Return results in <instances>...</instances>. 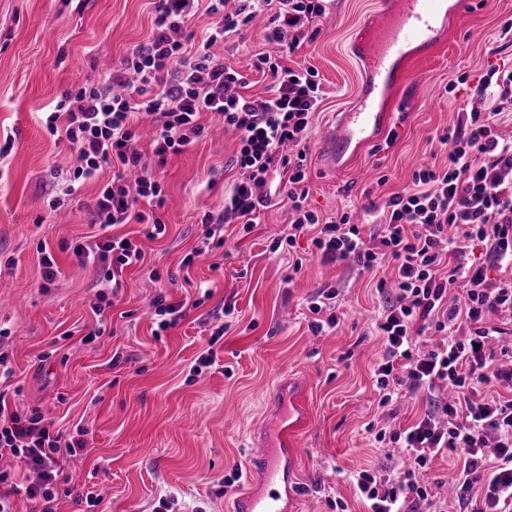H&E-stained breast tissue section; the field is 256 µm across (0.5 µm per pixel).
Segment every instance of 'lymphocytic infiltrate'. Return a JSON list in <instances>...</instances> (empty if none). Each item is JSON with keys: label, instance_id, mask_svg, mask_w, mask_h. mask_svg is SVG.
Returning a JSON list of instances; mask_svg holds the SVG:
<instances>
[{"label": "lymphocytic infiltrate", "instance_id": "1", "mask_svg": "<svg viewBox=\"0 0 512 512\" xmlns=\"http://www.w3.org/2000/svg\"><path fill=\"white\" fill-rule=\"evenodd\" d=\"M198 2L155 0L149 38L92 87L64 93L45 120L50 133L64 131L77 150L67 194L103 168L112 170L94 209L98 233L72 249L98 285L91 310L99 321L85 342L104 335L101 316L121 290L124 271L145 259L141 244L113 235L114 226L140 224L149 240L165 233L158 170L204 134L202 116L220 118L239 136L235 163L242 178L225 197L222 216L203 220L200 241L183 265L212 251L225 220L252 227L260 207L283 196L291 221L282 244L295 247L308 234L325 263L366 272L390 267L392 284L380 290L376 323L380 402L422 393L427 406L407 428L376 432V441L403 443L408 460L357 472L356 492L369 512H431L437 502L427 472L436 456L455 452L461 459L455 512H512V345L494 349L501 330L490 320L512 314V277L488 275L492 267L512 269V138L499 135L495 112L471 111L438 137L448 148L447 163L414 173L412 187L391 197L379 233L364 235L346 213L320 219L306 205L308 142L324 96L318 72L258 54L254 67L270 84L267 97L254 100L243 93L245 75L211 49L261 13L268 18L266 41L295 50L325 13V0H207L216 21L192 51L184 33ZM143 122L151 134L145 150L138 133ZM288 145L295 155L284 154ZM468 242L485 247V263L468 262ZM85 446L84 439L52 430L39 408L19 410L1 393L0 456L24 462L37 479L28 484L1 472L0 512H13L10 498L21 492L39 501L40 512H56L60 459Z\"/></svg>", "mask_w": 512, "mask_h": 512}]
</instances>
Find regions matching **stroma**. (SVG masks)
Masks as SVG:
<instances>
[{"mask_svg": "<svg viewBox=\"0 0 512 512\" xmlns=\"http://www.w3.org/2000/svg\"><path fill=\"white\" fill-rule=\"evenodd\" d=\"M374 0H331L296 49L295 60L316 69L325 92L316 112L308 155L309 207L333 216L350 207L365 233L379 229L392 194L407 188L422 165L444 164L448 149L438 136L476 107L474 90L486 71L512 69V42L500 30L512 19V0H476L452 19L442 43L416 57L395 100L409 116H395L364 148L328 164L316 149L337 113L359 103L360 78L347 53L354 30L371 20ZM154 0H0V143L11 140L0 160V326L11 329L14 375L0 383L19 408L39 407L68 435L86 429L87 447L67 459L65 491L57 512H153L168 499V512H229L245 490L257 487L245 458L255 433H271L267 409L275 384L298 378L305 389L307 423L288 470L296 512H367L348 473L384 461L370 439L373 421L393 417L412 424L424 397L379 407L372 364L379 344L371 329L382 303L369 274L349 265H325L308 237L295 250L304 257L293 272L286 251L271 242L289 224L287 202L260 208L252 231L231 223L224 245L192 267L182 257L197 243L204 214L219 215L224 194L239 176L233 160L238 138L213 131L170 156L163 172L168 226L162 238L145 241L148 267L159 283L139 272L124 274V288L106 309L112 337L83 343L94 316L97 285L66 244L90 230L103 168L72 196H62L52 168L72 165L65 136L43 123L53 97L94 83L103 60L120 64L152 28ZM263 20L216 47L217 55L246 72L245 96H266L269 77L251 68L268 46ZM59 201L50 210V201ZM62 270L44 283V257ZM212 295L201 299L196 285ZM336 289L340 324L313 335L308 301ZM195 306L181 323L153 335L148 314L157 291ZM227 325L217 365L194 373L196 357L214 328ZM103 490L100 504L85 496Z\"/></svg>", "mask_w": 512, "mask_h": 512, "instance_id": "obj_1", "label": "stroma"}]
</instances>
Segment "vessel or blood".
Here are the masks:
<instances>
[{"label": "vessel or blood", "mask_w": 512, "mask_h": 512, "mask_svg": "<svg viewBox=\"0 0 512 512\" xmlns=\"http://www.w3.org/2000/svg\"><path fill=\"white\" fill-rule=\"evenodd\" d=\"M470 6L471 0H378L372 24L359 27L351 42L361 70L363 104L357 111L342 113L338 128L324 133L322 151L332 158L339 156L350 145L369 143L388 126L392 115L377 104L375 92L401 86L413 59L412 48L430 53L439 45L447 21ZM305 420L302 402L294 401L274 437L254 439L248 468L259 475L261 488L239 499V512H286L280 491L284 461L293 454Z\"/></svg>", "instance_id": "b4317fda"}]
</instances>
